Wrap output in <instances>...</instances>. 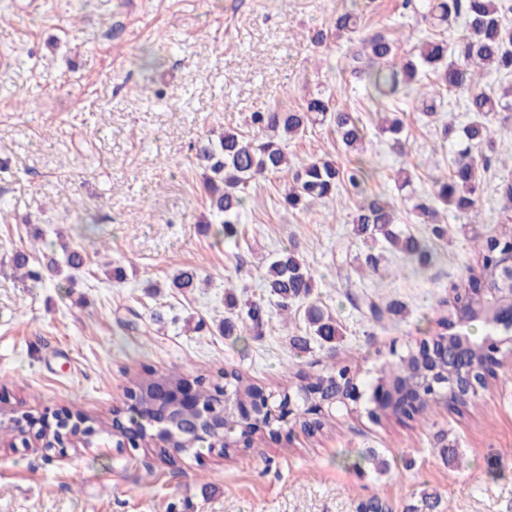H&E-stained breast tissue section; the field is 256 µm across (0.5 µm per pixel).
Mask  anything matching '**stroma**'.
Segmentation results:
<instances>
[{"instance_id": "1", "label": "stroma", "mask_w": 512, "mask_h": 512, "mask_svg": "<svg viewBox=\"0 0 512 512\" xmlns=\"http://www.w3.org/2000/svg\"><path fill=\"white\" fill-rule=\"evenodd\" d=\"M348 6L360 37L384 34L402 55L436 32L403 0H44L26 16L0 0V55L11 63L0 71V396L16 414L70 409L111 419L147 368L213 379L235 369L265 391L293 393L332 359L372 373L390 349L430 338L451 284L477 265L471 233L504 221L493 186L512 177V141L486 173L480 224L444 213L448 235L416 275L401 254L355 235V198L282 208L281 174L252 182L236 241L204 229L211 216L194 145L213 130L247 131L251 113L322 95L365 128L375 172L368 191L387 193L401 227L427 236L413 206L449 171L444 128L466 124L463 100L450 96L429 120L418 118L413 97L374 100L344 68L355 44L312 40ZM145 51L156 61L149 71L139 63ZM382 111L406 114L404 150L378 130ZM288 151L296 163L355 159L328 125L298 135ZM403 166L412 183L401 190ZM63 241L86 257L72 290L16 278L17 251L58 261ZM293 241L314 276L313 300L344 326L335 352L293 354L289 338L304 329L299 307L272 314L243 343L213 327L225 290L258 295L267 263ZM368 252L378 271L361 266ZM108 262L123 269V282L108 279ZM183 267L196 269L200 288H165ZM367 296L379 316L364 308ZM391 303L402 313L388 312ZM189 319L211 328L190 331ZM440 434L461 463L441 457ZM362 448L383 452L391 470L345 468L342 457ZM425 491L452 512H512V364L462 415L442 404L423 424L341 412L322 433L286 428L199 461L160 457L151 444L119 448L108 435L90 448L0 447V512H169L172 503L179 512H358L373 497L414 512Z\"/></svg>"}]
</instances>
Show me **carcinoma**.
<instances>
[{
  "label": "carcinoma",
  "instance_id": "obj_1",
  "mask_svg": "<svg viewBox=\"0 0 512 512\" xmlns=\"http://www.w3.org/2000/svg\"><path fill=\"white\" fill-rule=\"evenodd\" d=\"M425 18L439 27H447L461 18L464 20L465 35L454 46L442 39L431 37L422 42L416 56L406 60L398 59L395 43L383 34H377L364 41L363 54L350 56L352 64L366 60L364 71L368 90L379 102L397 100L413 93L421 98L419 117L432 118L443 106L441 90L461 94L466 110L472 119L462 128V134L454 136L452 127L445 133L454 136L451 145H460L453 151L454 161L449 174L433 182L431 194L415 205V210L428 224L429 236L417 237L397 229V215L393 203L383 194L366 193L365 185L373 177V167L363 156L354 164L341 168L329 157H316L297 165L288 155V140L314 125L329 123L345 147L363 151L365 137L360 120L350 112L333 110L330 100L310 97L297 108L277 107L268 112H254L251 126L256 131L252 138L229 128L216 137H208L195 148L198 167L204 171V188L207 192L212 215L219 224L217 234L226 241L238 237V225L243 223L246 203V189L256 177L266 173L291 172V181L280 200L286 209L304 210L317 200H333L337 193L345 191L363 199L352 217L355 234L365 240L384 241L391 250L402 254L416 270L424 271L435 259L432 242L447 236V226L442 224L438 207L452 210L469 223H477L478 202L483 174L496 153L498 140L502 136L491 129V118L501 113L512 112V0H421ZM359 29V19L351 11L344 10L328 22V30L339 36L352 39ZM436 77L432 90L422 91L420 83L425 72ZM496 75L504 82L495 95L480 89L484 78ZM405 122L400 113L394 112L384 119L381 132L389 135L394 145H402ZM496 193L503 202L502 211H512V179L503 178L496 185ZM478 248L477 268L453 283L452 301L448 310L437 321V334L448 332L453 325L451 316L455 305L474 298L478 279L476 272L494 275L499 272L502 255L512 248V224H498L483 238L472 239ZM64 265L54 263L49 267L51 276L61 275L62 267L79 270L84 265V254L62 244ZM17 270H24L23 276L32 281L43 279L30 256L17 252L13 257ZM197 273L193 269H182L169 278L165 287L184 293L196 287ZM260 288L272 301L279 312H286L294 304L309 298L314 288V277L305 264L298 246L291 244L282 248L267 266ZM224 310L227 316L218 325L226 336L237 335L238 329H260L271 318V312L260 301L239 303L236 294H224ZM305 335L293 336L291 347L305 352L314 342L321 348L335 353L336 342L341 337L340 324L336 317L315 304L304 312ZM413 346L395 352L384 362L376 375L364 380L348 365L333 364L324 374L317 377L314 401L330 403L344 388L352 384L371 389L376 385L390 382L404 375L406 360L413 356ZM507 356L495 344L477 346L473 357L478 372L476 379L480 386L497 378L499 358ZM156 377L151 371L132 383L126 390L125 398L138 403L137 394L145 392L146 385ZM425 384L421 403L403 416L419 420L433 404L444 402L450 407H468L469 402L457 396L452 389L438 384V380L427 375L420 379ZM199 406L181 413L178 423L173 426L175 445L180 453L197 460L202 457V448L208 452L227 453L230 447H213V442L197 436L198 424L203 413L224 409V397L238 401L259 391L249 378L236 370L224 371V381L204 377L196 380ZM297 407L294 419L310 433L322 428L320 420H306L307 395H295ZM228 433L233 437L250 435L260 437L272 432L269 414L253 419L227 417ZM362 463L377 473H385L390 463L380 454L368 449L360 453Z\"/></svg>",
  "mask_w": 512,
  "mask_h": 512
}]
</instances>
